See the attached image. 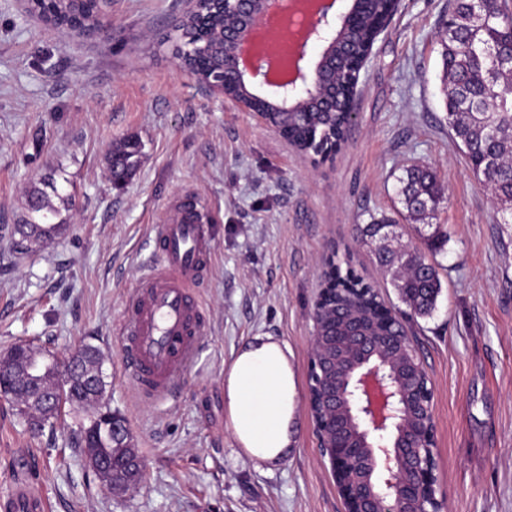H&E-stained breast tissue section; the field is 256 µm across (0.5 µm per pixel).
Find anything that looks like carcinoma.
Wrapping results in <instances>:
<instances>
[{"label":"carcinoma","instance_id":"carcinoma-1","mask_svg":"<svg viewBox=\"0 0 512 512\" xmlns=\"http://www.w3.org/2000/svg\"><path fill=\"white\" fill-rule=\"evenodd\" d=\"M388 0H356L354 11L370 28L388 10ZM206 19L214 30L224 28V12L206 0ZM37 9L42 19L56 26L73 28L96 22L98 0H84L78 13L66 10L64 0H41ZM454 22L443 39L442 68L445 82V110L448 126L458 139L459 150L467 159L473 174L486 184L492 195L505 198L511 205L498 208L503 223L512 224V58L509 39L512 38V6L509 0H491L480 25L467 14L462 0H454ZM342 50L336 51V68L340 71L336 84V112L318 115L314 112H288V102L268 98L250 87H236L228 93L247 100L250 107L268 114L271 121L287 129L286 139L297 150L319 156L345 141L347 119L355 97L351 93L357 64L365 52V44L348 34L341 36ZM140 145L125 141L116 146L109 157L112 184L121 186L135 171ZM398 195L409 217L416 221L434 219L442 199L437 173L432 168L408 167L399 177ZM64 199L59 193L56 172L41 179V186H31L29 211L31 219L18 225L17 232L29 245H39L53 239L62 225L54 222L59 210L51 197ZM398 225L378 221L362 225L363 238L385 242L388 233H397ZM374 258L384 271L391 274V284L399 298L417 317H429L436 308L442 284L438 264L418 250H400L387 244L374 252ZM364 281L353 271H342L340 264L329 261L321 295L323 316L328 318L340 311L354 309L365 314L373 312L374 295L338 292L342 288H361ZM80 375L89 376L101 365L99 350L85 345L78 350ZM61 374L56 364L47 360L43 351L32 347H11L0 354V384L10 391L21 385L41 381L47 391L55 393L56 403L42 406L17 394L27 411L37 414L43 425H54L61 406L88 412L75 436L74 444L86 453L105 459L111 467L112 480L123 490L134 480L126 469L123 448L112 447V421L117 414L105 399L107 383L91 387L73 381L60 387Z\"/></svg>","mask_w":512,"mask_h":512}]
</instances>
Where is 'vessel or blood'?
Instances as JSON below:
<instances>
[{"mask_svg": "<svg viewBox=\"0 0 512 512\" xmlns=\"http://www.w3.org/2000/svg\"><path fill=\"white\" fill-rule=\"evenodd\" d=\"M158 260L128 294L121 327L124 377L137 394L167 401L190 368L203 329L191 288L202 279L214 251L208 213L196 197H179L174 215L155 225ZM47 503L23 486L0 504V512H46Z\"/></svg>", "mask_w": 512, "mask_h": 512, "instance_id": "b4317fda", "label": "vessel or blood"}]
</instances>
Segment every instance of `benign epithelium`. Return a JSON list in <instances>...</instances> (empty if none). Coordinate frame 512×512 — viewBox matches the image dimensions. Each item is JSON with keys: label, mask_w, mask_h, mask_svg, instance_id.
<instances>
[{"label": "benign epithelium", "mask_w": 512, "mask_h": 512, "mask_svg": "<svg viewBox=\"0 0 512 512\" xmlns=\"http://www.w3.org/2000/svg\"><path fill=\"white\" fill-rule=\"evenodd\" d=\"M300 0H221L233 16L219 38L223 62L214 78L205 85L222 95L240 82H252L260 75L271 92L284 96L297 109L326 98L329 87L322 79L325 64L336 46V27L349 26L354 36L364 30L349 11L338 16L330 12L335 0H310V11ZM264 15L275 17L280 29L296 44L291 56H282L278 66L288 78L270 76L271 56L257 44L255 29ZM393 12L375 23L366 37L367 50L358 70H363L378 36L387 28ZM322 46L315 63L305 69L309 42ZM316 329L310 369L329 351L333 375L323 408L341 412L352 429L346 435L339 425L313 418L319 446L328 457L335 477L353 466L362 469V482L338 486L346 512H443L444 501L434 499L436 509L427 508L428 495L435 489L434 448L429 445L434 431L433 391L407 332L398 328L397 318L384 303L377 309L376 326L363 320L336 317L329 340L319 334V313L312 315Z\"/></svg>", "instance_id": "benign-epithelium-1"}]
</instances>
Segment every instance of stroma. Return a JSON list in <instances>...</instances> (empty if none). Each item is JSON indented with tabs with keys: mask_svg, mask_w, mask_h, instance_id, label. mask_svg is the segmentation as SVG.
<instances>
[{
	"mask_svg": "<svg viewBox=\"0 0 512 512\" xmlns=\"http://www.w3.org/2000/svg\"><path fill=\"white\" fill-rule=\"evenodd\" d=\"M452 7L400 0L360 75L346 140L321 161L181 71L184 0H108L88 37L61 33L26 0H0V353L98 347L107 399L143 464L138 485L108 493L73 444L81 413L62 408L34 434L0 400V499L25 479L49 512H345L308 391L312 311L334 256L351 258L405 318L433 390L446 512H512V224L446 120L440 30ZM128 138L140 142V162L117 188L107 160ZM409 166L436 170V222L448 234L435 255L436 310L414 319L356 230L374 215L405 224L396 188ZM51 169L69 197L65 230L19 251L11 230ZM186 193L212 214L216 245L195 291L197 357L157 406L126 384L117 329L128 289L156 259L153 225ZM405 226L402 244L427 250L429 227ZM259 335L293 353L296 445L275 464L240 446L224 401L232 362Z\"/></svg>",
	"mask_w": 512,
	"mask_h": 512,
	"instance_id": "stroma-1",
	"label": "stroma"
}]
</instances>
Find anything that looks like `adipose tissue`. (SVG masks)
<instances>
[{
	"mask_svg": "<svg viewBox=\"0 0 512 512\" xmlns=\"http://www.w3.org/2000/svg\"><path fill=\"white\" fill-rule=\"evenodd\" d=\"M287 344L257 336L244 345L225 379L233 432L251 456L275 462L294 439V373Z\"/></svg>",
	"mask_w": 512,
	"mask_h": 512,
	"instance_id": "obj_1",
	"label": "adipose tissue"
}]
</instances>
